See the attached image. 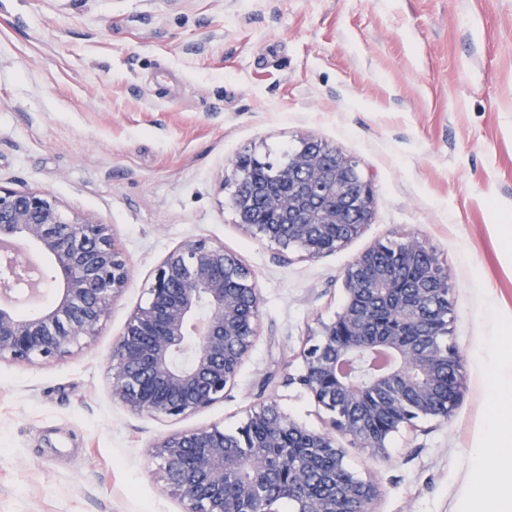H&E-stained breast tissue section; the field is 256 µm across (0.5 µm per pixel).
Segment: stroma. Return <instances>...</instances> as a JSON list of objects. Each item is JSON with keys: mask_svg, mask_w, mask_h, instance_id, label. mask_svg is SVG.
Listing matches in <instances>:
<instances>
[{"mask_svg": "<svg viewBox=\"0 0 512 512\" xmlns=\"http://www.w3.org/2000/svg\"><path fill=\"white\" fill-rule=\"evenodd\" d=\"M305 138L354 158L375 189L370 224L317 260L245 235L230 202L241 153ZM0 185L111 225L131 268L74 355L0 362V512H182L161 489L159 437L232 434L269 401L327 428L286 380L355 257L411 234L450 274L466 388L448 420L393 433L386 456L338 443L378 483L376 512H456L471 493L512 337V0H0ZM189 238L254 274L259 335L223 401L137 416L112 399L113 348Z\"/></svg>", "mask_w": 512, "mask_h": 512, "instance_id": "1", "label": "stroma"}]
</instances>
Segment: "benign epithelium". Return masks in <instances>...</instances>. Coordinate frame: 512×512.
<instances>
[{
	"mask_svg": "<svg viewBox=\"0 0 512 512\" xmlns=\"http://www.w3.org/2000/svg\"><path fill=\"white\" fill-rule=\"evenodd\" d=\"M231 198L239 226L315 260L346 246L371 220L375 190L357 162L309 138L288 163L248 153L234 164ZM0 361L49 363L95 336L131 283L127 257L108 224L66 215L49 193L0 185ZM421 266L405 281L400 268ZM449 275L415 236L378 243L344 272L346 302L318 323L314 343L288 378L332 414L331 430H309L275 403L261 404L236 435L217 426L159 438L164 487L183 512H274L268 493H288L297 512H375L371 478L344 475V451L332 431L385 453L387 437L417 419L446 420L464 389L461 358L447 343ZM52 302L30 313L20 301ZM147 301L131 314L109 367L112 400L137 415L180 418L224 399L259 330L260 290L252 272L224 245L189 239L158 265ZM381 351L390 364L366 381H348L341 362ZM264 427L261 448H281L288 468L272 469L248 451L244 433Z\"/></svg>",
	"mask_w": 512,
	"mask_h": 512,
	"instance_id": "obj_1",
	"label": "benign epithelium"
}]
</instances>
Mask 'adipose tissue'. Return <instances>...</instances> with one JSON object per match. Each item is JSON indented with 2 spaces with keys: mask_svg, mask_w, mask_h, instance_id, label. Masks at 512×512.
Wrapping results in <instances>:
<instances>
[{
  "mask_svg": "<svg viewBox=\"0 0 512 512\" xmlns=\"http://www.w3.org/2000/svg\"><path fill=\"white\" fill-rule=\"evenodd\" d=\"M499 394L497 437L491 447L478 450L473 473L482 494L461 502L460 512H512V380L501 381Z\"/></svg>",
  "mask_w": 512,
  "mask_h": 512,
  "instance_id": "ef3b65f1",
  "label": "adipose tissue"
}]
</instances>
